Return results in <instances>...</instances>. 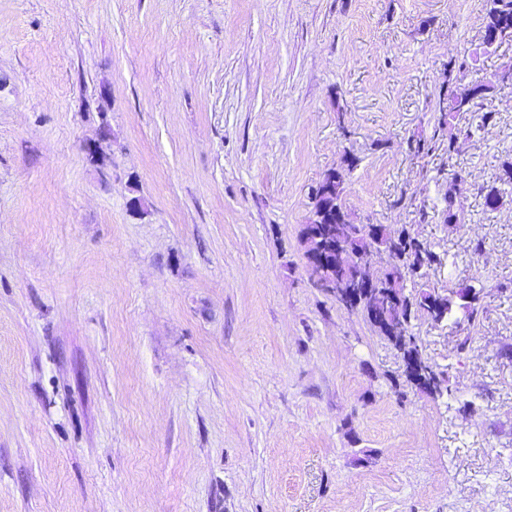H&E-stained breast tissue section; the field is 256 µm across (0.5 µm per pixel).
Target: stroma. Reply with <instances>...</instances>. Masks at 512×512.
<instances>
[{"instance_id":"35a3bbf8","label":"stroma","mask_w":512,"mask_h":512,"mask_svg":"<svg viewBox=\"0 0 512 512\" xmlns=\"http://www.w3.org/2000/svg\"><path fill=\"white\" fill-rule=\"evenodd\" d=\"M487 5L0 0V512H512ZM333 169L351 222L440 255L408 295L479 290L476 322L409 328L449 393L400 391L399 351L311 279ZM493 89V85L490 82H476L475 86H471L468 92L464 96H460L457 88L448 94V110L440 108L441 112H472L480 103L479 100L485 99Z\"/></svg>"}]
</instances>
